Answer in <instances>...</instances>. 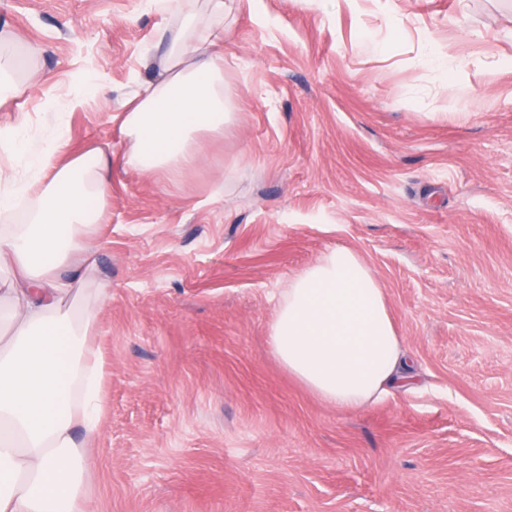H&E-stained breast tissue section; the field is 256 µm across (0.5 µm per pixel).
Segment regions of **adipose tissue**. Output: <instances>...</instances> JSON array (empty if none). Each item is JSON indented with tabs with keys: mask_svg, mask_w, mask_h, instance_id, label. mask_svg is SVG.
<instances>
[{
	"mask_svg": "<svg viewBox=\"0 0 512 512\" xmlns=\"http://www.w3.org/2000/svg\"><path fill=\"white\" fill-rule=\"evenodd\" d=\"M204 12L157 0L173 15L143 50L159 75L126 105L124 162L140 175L177 178L201 160L205 138L232 119L224 89L227 0ZM15 196L0 198V271L12 280L0 304V512H78L83 440L103 411L89 384L93 307L65 299L81 278L75 255L103 223L112 158L99 148L70 159L59 143L21 153ZM269 342L289 375L326 402L353 409L410 380V363L384 290L354 250L325 252L288 283Z\"/></svg>",
	"mask_w": 512,
	"mask_h": 512,
	"instance_id": "ef3b65f1",
	"label": "adipose tissue"
}]
</instances>
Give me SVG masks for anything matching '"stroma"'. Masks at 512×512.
<instances>
[{"mask_svg":"<svg viewBox=\"0 0 512 512\" xmlns=\"http://www.w3.org/2000/svg\"><path fill=\"white\" fill-rule=\"evenodd\" d=\"M146 2L0 0V51L39 71L0 130L112 150L68 299L108 294L85 512H512V0H234V119L181 180L124 164L121 107L170 20ZM339 245L415 377L354 410L268 341L289 280Z\"/></svg>","mask_w":512,"mask_h":512,"instance_id":"stroma-1","label":"stroma"}]
</instances>
